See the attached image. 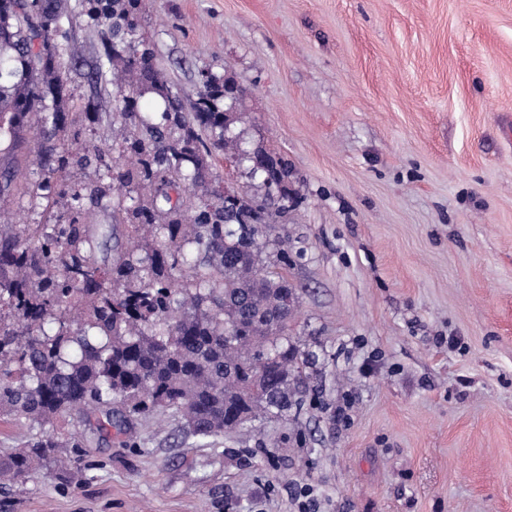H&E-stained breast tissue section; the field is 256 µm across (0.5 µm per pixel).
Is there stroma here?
<instances>
[{
  "label": "stroma",
  "instance_id": "stroma-1",
  "mask_svg": "<svg viewBox=\"0 0 512 512\" xmlns=\"http://www.w3.org/2000/svg\"><path fill=\"white\" fill-rule=\"evenodd\" d=\"M185 104L201 70L248 90L247 151L299 204L260 228L297 294L300 407L200 445L170 416L0 488V512H512V0H142ZM105 30L72 17L71 111L112 137ZM124 188L85 201L109 224ZM0 191V223H65Z\"/></svg>",
  "mask_w": 512,
  "mask_h": 512
}]
</instances>
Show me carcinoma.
Wrapping results in <instances>:
<instances>
[{
    "label": "carcinoma",
    "mask_w": 512,
    "mask_h": 512,
    "mask_svg": "<svg viewBox=\"0 0 512 512\" xmlns=\"http://www.w3.org/2000/svg\"><path fill=\"white\" fill-rule=\"evenodd\" d=\"M139 3L0 0V141L41 113L40 160L57 166L41 164L23 192L72 215L66 224L0 225V415L28 434L21 448H0L1 483L49 477L65 466L60 449L86 448L154 412L178 418L199 443L243 431L288 412L302 376L286 320L295 289L260 270L257 233L272 214L234 188L238 209L224 211L210 172L212 150H238L236 106L247 90L204 71L193 111H184L149 44L135 41ZM76 10L110 33L97 74L121 68L112 122L121 156L135 164L120 168L111 145L90 141L77 153L80 163L93 154L92 176L66 183L58 179L72 159L65 132L94 116L66 107L59 37ZM145 91L165 102L157 119L132 109ZM244 163L288 210V162L259 150ZM110 176L128 188L118 209L137 245L106 263L97 245L109 230L79 215L85 197L105 195ZM255 211L258 223H239Z\"/></svg>",
    "instance_id": "obj_1"
}]
</instances>
